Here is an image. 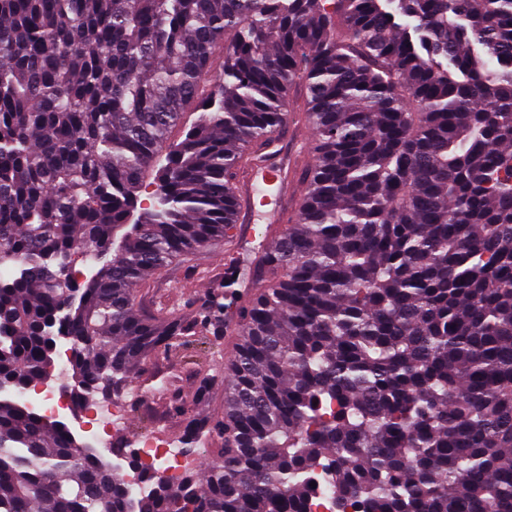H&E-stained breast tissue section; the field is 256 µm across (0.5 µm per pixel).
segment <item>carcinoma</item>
<instances>
[{"instance_id": "obj_1", "label": "carcinoma", "mask_w": 512, "mask_h": 512, "mask_svg": "<svg viewBox=\"0 0 512 512\" xmlns=\"http://www.w3.org/2000/svg\"><path fill=\"white\" fill-rule=\"evenodd\" d=\"M289 124L316 158L273 243L141 310ZM1 270L17 392L62 345L80 407L239 339L195 392L223 410L168 401L181 454L219 445L200 475L114 443L134 489L0 394V512H512V0H0Z\"/></svg>"}]
</instances>
